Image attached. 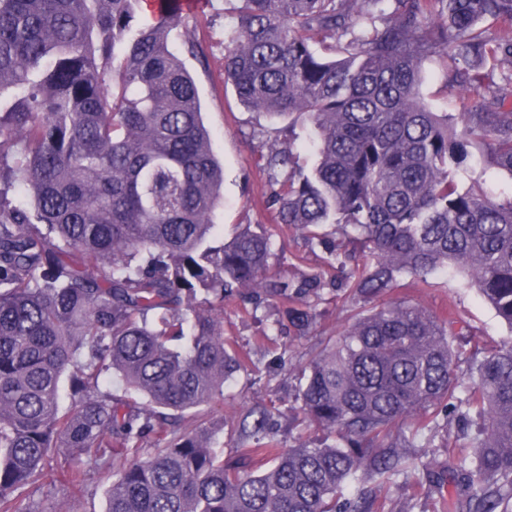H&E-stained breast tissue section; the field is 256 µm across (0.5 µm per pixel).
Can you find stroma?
Segmentation results:
<instances>
[{
	"mask_svg": "<svg viewBox=\"0 0 512 512\" xmlns=\"http://www.w3.org/2000/svg\"><path fill=\"white\" fill-rule=\"evenodd\" d=\"M236 0H205L202 11L186 13L184 26L173 35V45L184 53L185 62L193 74L200 94L204 121L213 136L214 150L224 164V204L216 213V223L224 227L235 224H261L273 227V215L264 205L266 175L260 158L262 145L274 126L290 128L294 146L303 167H311L316 156L309 143L310 121L295 116L273 124L261 113L241 105L232 86L224 82V43L237 23L234 12ZM194 31L206 54L205 61H197L185 53V31ZM421 93L437 112L454 109V92L448 85V73L442 63L431 61L425 65V80ZM434 288H417L412 279H403L394 288L391 297L408 303H417L453 328L478 330L485 343L497 345L512 338V330L484 302L474 289L452 271L435 273ZM354 310L346 291H337L335 297L319 307L318 333L299 339L282 335L277 339L284 351L289 369L278 367L274 354L268 353L264 338L274 319L273 312L253 317L236 304L224 307V336L252 361L248 372L239 373L224 391V407L211 412L201 410L197 420L206 423L214 432L225 461H232L236 453L230 442L227 426L247 409L254 406L276 407L286 410L293 393L294 368L305 365L320 349L321 335L339 333ZM68 452L55 449L44 469L39 490L30 499L36 512H103L108 486L103 473L89 469L80 485H64L57 480V470Z\"/></svg>",
	"mask_w": 512,
	"mask_h": 512,
	"instance_id": "1",
	"label": "stroma"
}]
</instances>
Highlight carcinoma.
<instances>
[{
  "label": "carcinoma",
  "mask_w": 512,
  "mask_h": 512,
  "mask_svg": "<svg viewBox=\"0 0 512 512\" xmlns=\"http://www.w3.org/2000/svg\"><path fill=\"white\" fill-rule=\"evenodd\" d=\"M181 2L0 0V512H22L56 448L63 484L112 471L105 512H360L344 491L367 481L385 512L393 478L423 464L399 449L450 418L477 442L448 449L435 512H512V341L374 304L451 268L512 327V195L460 180L478 160L512 175V0H240L224 83L314 128L310 171L289 142L263 155L276 223L327 253L290 275L271 271L265 228L226 239L214 222L224 175L172 47ZM435 57L454 113L421 97ZM338 267L358 310L301 368L292 408L324 439L289 444L250 409L224 463L207 429L181 428L247 368L224 301L280 306L277 329L309 336ZM458 476L464 496L445 497Z\"/></svg>",
  "instance_id": "1"
}]
</instances>
